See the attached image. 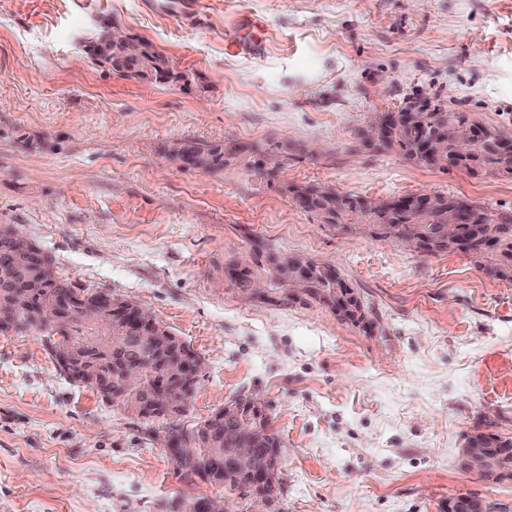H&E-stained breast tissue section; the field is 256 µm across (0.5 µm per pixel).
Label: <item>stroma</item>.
Masks as SVG:
<instances>
[{"label": "stroma", "mask_w": 512, "mask_h": 512, "mask_svg": "<svg viewBox=\"0 0 512 512\" xmlns=\"http://www.w3.org/2000/svg\"><path fill=\"white\" fill-rule=\"evenodd\" d=\"M146 0H0V225L75 288L148 310L201 369L188 423L240 395L281 440L270 512H448L471 494L512 512V479L465 470L479 417L512 439V284L454 252L424 257L331 227L280 191L369 200L417 192L512 212V178L416 165L360 140L423 99L512 135V0H196L186 24ZM178 78L125 79L85 43L103 22ZM287 157L274 186L244 166L183 168L173 143ZM334 266L368 325L267 304L224 282L252 239ZM168 430L61 375L39 333L0 335V512H173L223 487L178 475Z\"/></svg>", "instance_id": "obj_1"}]
</instances>
